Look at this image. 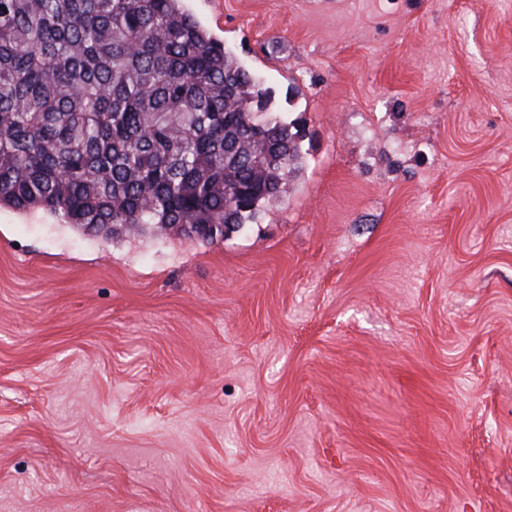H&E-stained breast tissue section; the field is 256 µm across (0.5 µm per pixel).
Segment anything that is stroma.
<instances>
[{
    "label": "stroma",
    "mask_w": 512,
    "mask_h": 512,
    "mask_svg": "<svg viewBox=\"0 0 512 512\" xmlns=\"http://www.w3.org/2000/svg\"><path fill=\"white\" fill-rule=\"evenodd\" d=\"M300 132L224 239L0 207V512H512V0H185Z\"/></svg>",
    "instance_id": "35a3bbf8"
}]
</instances>
